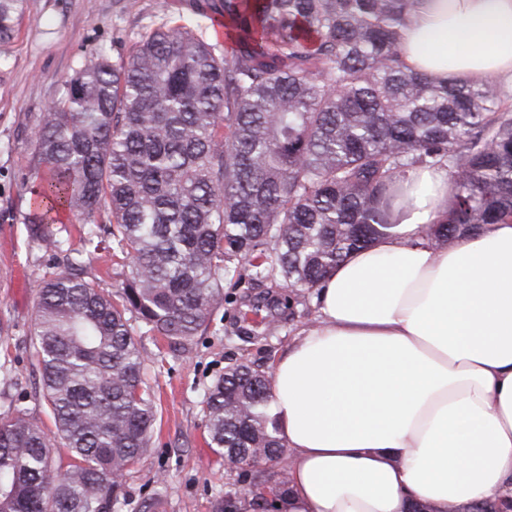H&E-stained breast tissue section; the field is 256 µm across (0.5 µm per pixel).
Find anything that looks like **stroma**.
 I'll use <instances>...</instances> for the list:
<instances>
[{
  "label": "stroma",
  "instance_id": "obj_1",
  "mask_svg": "<svg viewBox=\"0 0 512 512\" xmlns=\"http://www.w3.org/2000/svg\"><path fill=\"white\" fill-rule=\"evenodd\" d=\"M203 5L204 0H25L13 38L0 43V405L22 397L32 420L45 428L53 423L31 337L37 286L56 269L33 246L23 222L40 183L31 163L32 134L45 106L63 94L65 80L82 62L102 49L117 60L163 17L182 16L217 51L230 48L223 28L201 15ZM224 294L207 333L187 349L170 348L159 336L137 338L157 420L152 447L127 476V496L117 512H140L141 501L155 494L167 502V512H213L216 499L256 480L254 469L225 470L209 448L205 394L235 363L271 370L300 326L314 321L316 308L311 293L289 302L280 289L268 299L246 282Z\"/></svg>",
  "mask_w": 512,
  "mask_h": 512
}]
</instances>
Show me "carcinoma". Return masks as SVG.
<instances>
[{
  "mask_svg": "<svg viewBox=\"0 0 512 512\" xmlns=\"http://www.w3.org/2000/svg\"><path fill=\"white\" fill-rule=\"evenodd\" d=\"M415 0H213L222 54L175 19L128 57L81 64L32 135L43 174L25 217L63 270L39 286L33 347L54 420L20 400L0 412V512H116L151 447L156 406L135 336L187 347L224 281L312 291L394 227L411 175L448 171L438 247L512 220V109L487 83L407 71L400 31ZM24 0H0V42ZM67 211L112 242L115 296L83 276L56 227ZM106 215L97 221L96 216ZM269 374L240 362L208 388L209 445L236 463L279 462ZM69 453L54 467L53 448Z\"/></svg>",
  "mask_w": 512,
  "mask_h": 512,
  "instance_id": "1",
  "label": "carcinoma"
}]
</instances>
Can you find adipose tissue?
Segmentation results:
<instances>
[{"instance_id":"ef3b65f1","label":"adipose tissue","mask_w":512,"mask_h":512,"mask_svg":"<svg viewBox=\"0 0 512 512\" xmlns=\"http://www.w3.org/2000/svg\"><path fill=\"white\" fill-rule=\"evenodd\" d=\"M400 52L436 81L512 79V0H418ZM413 182L395 228L315 288V323L272 364L277 512L512 500V221L436 249L425 231L454 186L438 169Z\"/></svg>"}]
</instances>
